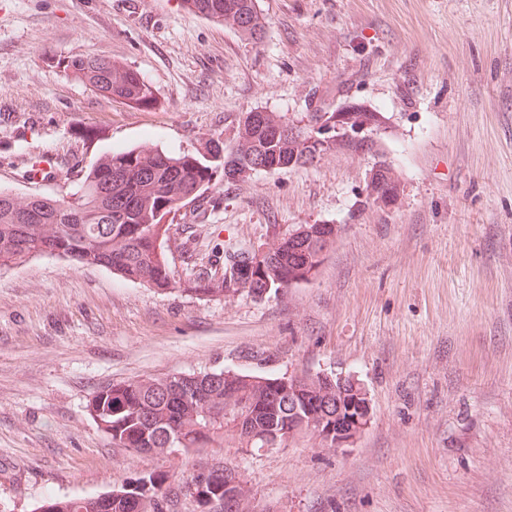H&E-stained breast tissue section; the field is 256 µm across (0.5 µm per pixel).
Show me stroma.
<instances>
[{"instance_id": "35a3bbf8", "label": "stroma", "mask_w": 512, "mask_h": 512, "mask_svg": "<svg viewBox=\"0 0 512 512\" xmlns=\"http://www.w3.org/2000/svg\"><path fill=\"white\" fill-rule=\"evenodd\" d=\"M260 42L182 0H0V189L76 191L101 155L232 138L246 113L300 121L354 100L374 145L218 186L169 217L180 280L302 224L340 228L317 277L263 298L159 291L51 255L0 270V512L105 493L191 458L116 448L87 411L100 385L232 369L355 375L371 401L346 452L313 436L232 439L271 512H512V0H258ZM92 55L137 71L151 109L53 68ZM97 132L83 140L84 129ZM53 157L66 179L35 183ZM388 163L389 207L368 197ZM387 166V170L393 173L391 167L388 164ZM387 170L385 163L379 162L370 171L368 180L369 187L375 189L373 198L383 207L391 206L400 194V187L390 184Z\"/></svg>"}]
</instances>
